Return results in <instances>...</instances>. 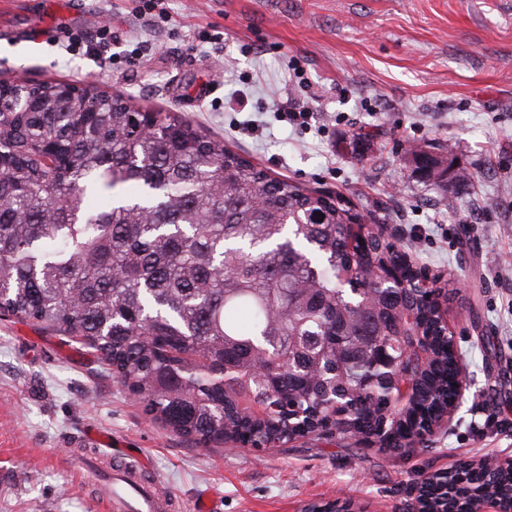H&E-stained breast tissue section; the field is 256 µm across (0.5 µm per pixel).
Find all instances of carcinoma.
<instances>
[{"label": "carcinoma", "mask_w": 512, "mask_h": 512, "mask_svg": "<svg viewBox=\"0 0 512 512\" xmlns=\"http://www.w3.org/2000/svg\"><path fill=\"white\" fill-rule=\"evenodd\" d=\"M37 83L0 112V313L100 355L154 419L182 420L199 444L239 430L289 440L308 413L377 419L373 380L418 367L422 335L438 359L451 337L432 288L388 286L401 260L380 231L350 245L352 201L279 179L175 114L152 122L86 81ZM421 178L461 186L438 156L410 152ZM112 196L106 209L90 198ZM224 376V420L210 404ZM512 488L490 470L479 499Z\"/></svg>", "instance_id": "cac0c4a2"}]
</instances>
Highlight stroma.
Wrapping results in <instances>:
<instances>
[{
  "label": "stroma",
  "mask_w": 512,
  "mask_h": 512,
  "mask_svg": "<svg viewBox=\"0 0 512 512\" xmlns=\"http://www.w3.org/2000/svg\"><path fill=\"white\" fill-rule=\"evenodd\" d=\"M0 73L96 80L175 112L272 175L340 193L418 271L453 288L448 325L467 389L406 448L316 436L196 445L150 416L67 337L0 319V512H98L73 452L91 435L212 512H404L426 473L512 459V0H0ZM112 32L111 57L55 44ZM451 148L465 187L424 186L413 148Z\"/></svg>",
  "instance_id": "1"
}]
</instances>
